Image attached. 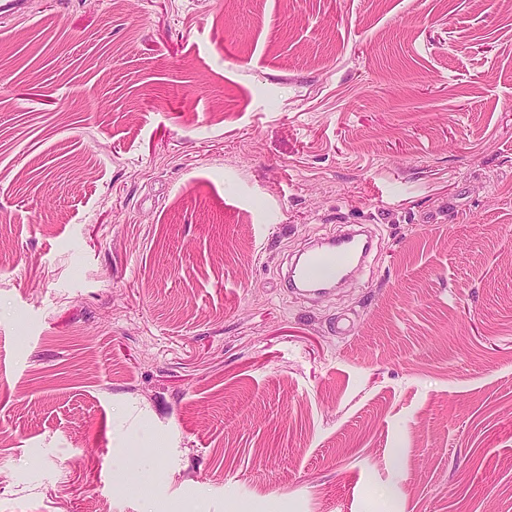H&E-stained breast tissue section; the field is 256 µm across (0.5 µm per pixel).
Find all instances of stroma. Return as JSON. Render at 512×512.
I'll list each match as a JSON object with an SVG mask.
<instances>
[{"mask_svg":"<svg viewBox=\"0 0 512 512\" xmlns=\"http://www.w3.org/2000/svg\"><path fill=\"white\" fill-rule=\"evenodd\" d=\"M30 13L0 18V512H512V0ZM347 224L368 266L292 296Z\"/></svg>","mask_w":512,"mask_h":512,"instance_id":"1","label":"stroma"}]
</instances>
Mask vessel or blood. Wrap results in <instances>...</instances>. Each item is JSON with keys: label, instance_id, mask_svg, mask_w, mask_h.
Masks as SVG:
<instances>
[{"label": "vessel or blood", "instance_id": "1", "mask_svg": "<svg viewBox=\"0 0 512 512\" xmlns=\"http://www.w3.org/2000/svg\"><path fill=\"white\" fill-rule=\"evenodd\" d=\"M371 249V237L360 229L325 237L290 265L288 286L302 295L323 293L335 287L353 266L363 263Z\"/></svg>", "mask_w": 512, "mask_h": 512}]
</instances>
